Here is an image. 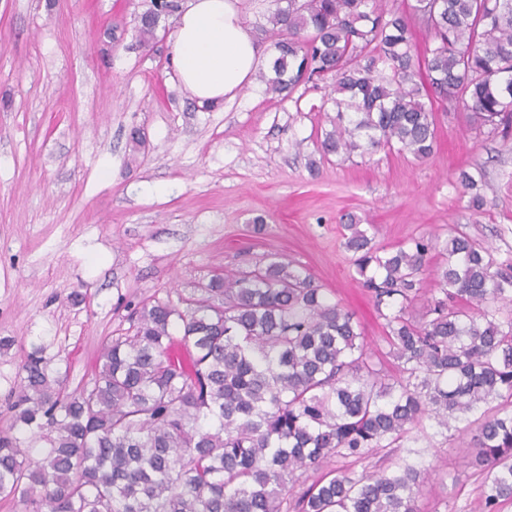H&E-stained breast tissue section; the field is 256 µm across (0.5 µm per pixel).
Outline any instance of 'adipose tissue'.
Instances as JSON below:
<instances>
[{
  "instance_id": "1",
  "label": "adipose tissue",
  "mask_w": 512,
  "mask_h": 512,
  "mask_svg": "<svg viewBox=\"0 0 512 512\" xmlns=\"http://www.w3.org/2000/svg\"><path fill=\"white\" fill-rule=\"evenodd\" d=\"M259 43L238 0H186L170 47L173 74L199 104L217 106L252 82Z\"/></svg>"
}]
</instances>
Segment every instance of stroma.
Listing matches in <instances>:
<instances>
[{
    "label": "stroma",
    "instance_id": "stroma-1",
    "mask_svg": "<svg viewBox=\"0 0 512 512\" xmlns=\"http://www.w3.org/2000/svg\"><path fill=\"white\" fill-rule=\"evenodd\" d=\"M141 0H0V435L25 358L41 349L68 389L89 384L129 306L199 298L198 283L284 257L354 313L396 373L384 321L344 245L351 214L377 246L463 232L512 257V134L436 106L427 160L379 150L342 158L320 143L324 87L289 97L260 82L208 110L172 77L168 40L141 46ZM470 171L484 198L468 208ZM415 460L420 512H479L471 423L428 422Z\"/></svg>",
    "mask_w": 512,
    "mask_h": 512
}]
</instances>
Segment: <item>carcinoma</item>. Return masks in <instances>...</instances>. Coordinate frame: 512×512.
I'll return each mask as SVG.
<instances>
[{
  "instance_id": "obj_1",
  "label": "carcinoma",
  "mask_w": 512,
  "mask_h": 512,
  "mask_svg": "<svg viewBox=\"0 0 512 512\" xmlns=\"http://www.w3.org/2000/svg\"><path fill=\"white\" fill-rule=\"evenodd\" d=\"M144 6L148 46L178 4ZM416 26L427 33L421 49ZM261 30L272 52L273 76L259 75L266 93L330 88L327 154L427 159L435 102L463 104L491 133L512 125V0H414L408 12L382 0H276ZM344 229L399 376L368 352L353 312L271 256L212 276L185 312L142 302L79 390L49 375L41 350L29 353L12 406L29 437L0 436V499L18 497L28 512H282L296 473L388 456L428 437L429 420L446 427L477 412L482 512H501L512 502V258L497 262L463 232L440 250L424 237L387 250L360 224ZM426 272L440 297L416 321L406 308ZM177 343L186 357L171 354ZM423 482L410 462L359 475L342 465L293 512H417Z\"/></svg>"
}]
</instances>
